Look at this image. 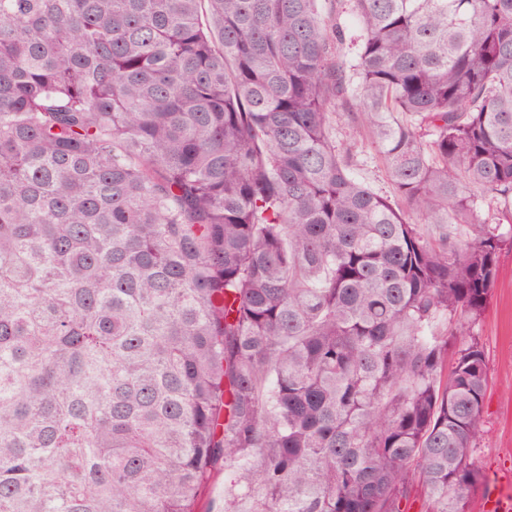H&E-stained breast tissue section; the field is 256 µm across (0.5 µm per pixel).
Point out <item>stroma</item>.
<instances>
[{"instance_id":"35a3bbf8","label":"stroma","mask_w":512,"mask_h":512,"mask_svg":"<svg viewBox=\"0 0 512 512\" xmlns=\"http://www.w3.org/2000/svg\"><path fill=\"white\" fill-rule=\"evenodd\" d=\"M336 137L355 139L360 149L356 175L373 190L386 195L390 185L360 122L342 119ZM478 333L484 345L490 384L485 398L484 433L474 458L486 476L484 484L467 493V512H484L486 495L498 479L512 478V248H504L498 259L495 286L482 315Z\"/></svg>"}]
</instances>
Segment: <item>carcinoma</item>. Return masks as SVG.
<instances>
[{"instance_id": "1", "label": "carcinoma", "mask_w": 512, "mask_h": 512, "mask_svg": "<svg viewBox=\"0 0 512 512\" xmlns=\"http://www.w3.org/2000/svg\"><path fill=\"white\" fill-rule=\"evenodd\" d=\"M342 3L0 0V512H466L512 0ZM359 120L345 117L336 122V140L356 139L360 146L356 157V175L381 195L391 196L390 185L381 162L371 147L366 130Z\"/></svg>"}]
</instances>
